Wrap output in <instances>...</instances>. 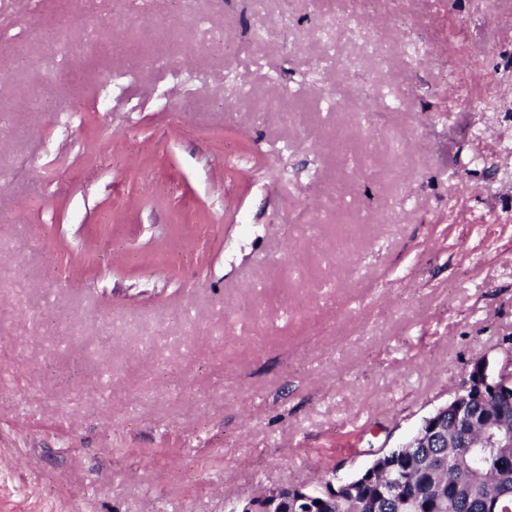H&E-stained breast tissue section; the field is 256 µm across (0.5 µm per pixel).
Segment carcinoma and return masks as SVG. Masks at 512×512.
I'll return each mask as SVG.
<instances>
[{
    "label": "carcinoma",
    "instance_id": "carcinoma-1",
    "mask_svg": "<svg viewBox=\"0 0 512 512\" xmlns=\"http://www.w3.org/2000/svg\"><path fill=\"white\" fill-rule=\"evenodd\" d=\"M512 416V397L475 393L448 418L445 442L417 443L377 456L387 469L365 470L349 490L288 492L282 512H512V447L482 448L481 428Z\"/></svg>",
    "mask_w": 512,
    "mask_h": 512
}]
</instances>
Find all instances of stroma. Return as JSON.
Wrapping results in <instances>:
<instances>
[{"mask_svg":"<svg viewBox=\"0 0 512 512\" xmlns=\"http://www.w3.org/2000/svg\"><path fill=\"white\" fill-rule=\"evenodd\" d=\"M70 7L0 0V512L346 481L505 357L512 0Z\"/></svg>","mask_w":512,"mask_h":512,"instance_id":"1","label":"stroma"}]
</instances>
